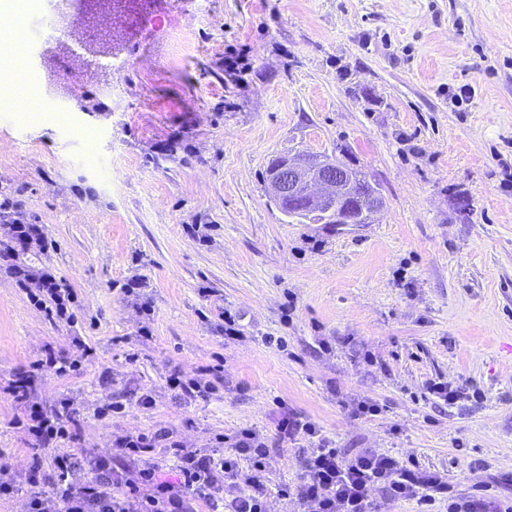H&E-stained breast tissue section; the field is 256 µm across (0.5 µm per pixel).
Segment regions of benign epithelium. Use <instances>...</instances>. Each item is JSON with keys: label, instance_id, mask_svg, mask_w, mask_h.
Wrapping results in <instances>:
<instances>
[{"label": "benign epithelium", "instance_id": "1", "mask_svg": "<svg viewBox=\"0 0 512 512\" xmlns=\"http://www.w3.org/2000/svg\"><path fill=\"white\" fill-rule=\"evenodd\" d=\"M269 194L280 210L290 206L314 223H336V229L357 227L372 222L381 208V192L372 186L370 195L360 194L359 187L366 177L338 159H323L315 165H306L292 156L269 172ZM357 200L362 205L360 215L344 219L340 211L345 200Z\"/></svg>", "mask_w": 512, "mask_h": 512}]
</instances>
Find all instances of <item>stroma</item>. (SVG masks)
I'll return each mask as SVG.
<instances>
[{"label":"stroma","instance_id":"stroma-1","mask_svg":"<svg viewBox=\"0 0 512 512\" xmlns=\"http://www.w3.org/2000/svg\"><path fill=\"white\" fill-rule=\"evenodd\" d=\"M17 10L0 64L21 61L43 95L34 116L27 87L0 102V200L45 237L17 260L77 302L51 320L1 259L0 375L48 345L92 349L35 382L37 401L79 409L71 449L159 427L201 448L248 428L268 439L266 512H315L279 494L314 445L274 440L288 412L343 456L446 474L436 512L512 501V0H134L122 25L67 0L39 41L22 25L54 0ZM93 45L111 67H86ZM289 153L343 156L383 208L355 230L288 219L263 176ZM206 366L207 398L174 396L171 374ZM438 382L459 399L430 394ZM15 414L0 396V481L21 486L0 512H27L33 441ZM492 502L485 501L484 499H467L464 497L453 498L448 501V512H511L512 504L501 505L497 504L496 511L489 510V505Z\"/></svg>","mask_w":512,"mask_h":512}]
</instances>
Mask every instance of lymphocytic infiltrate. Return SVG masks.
<instances>
[{"label": "lymphocytic infiltrate", "instance_id": "obj_1", "mask_svg": "<svg viewBox=\"0 0 512 512\" xmlns=\"http://www.w3.org/2000/svg\"><path fill=\"white\" fill-rule=\"evenodd\" d=\"M15 274L36 283L38 290L30 298L50 317L72 320V289L48 273L35 275L19 268ZM80 364V359L50 347L27 370L0 385V394L19 409L14 425L25 427L41 447L55 449L50 463L58 482L31 492L29 512H129L131 499L138 503L137 512H197L201 505L206 512H265L267 443L250 430L241 431L233 444L220 436L215 445L199 449L185 447L165 428L122 436L115 447L130 459L149 461L135 471L113 468L112 449L100 448L84 457L64 449V442L76 438L79 411L70 403L46 409L34 401L33 383L44 371L64 376ZM155 452L172 461V480L161 479V463L150 460ZM84 462L93 478L78 487L68 484L70 473ZM375 487L385 489L391 499L416 501L419 512H428L436 494L447 489L441 478L420 475L413 462L373 448L346 459L321 442L307 457L300 484L283 487L280 494L316 504L317 512H372L369 492Z\"/></svg>", "mask_w": 512, "mask_h": 512}]
</instances>
